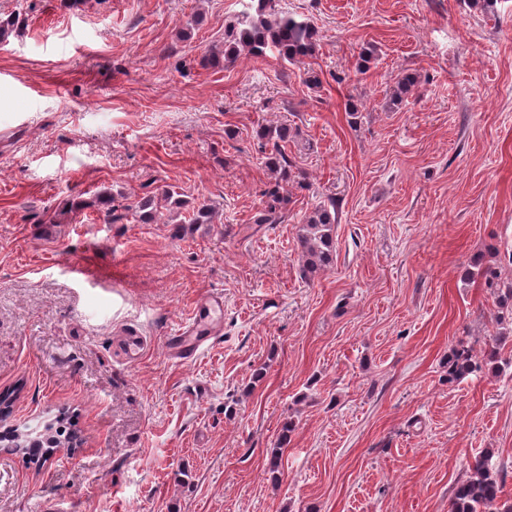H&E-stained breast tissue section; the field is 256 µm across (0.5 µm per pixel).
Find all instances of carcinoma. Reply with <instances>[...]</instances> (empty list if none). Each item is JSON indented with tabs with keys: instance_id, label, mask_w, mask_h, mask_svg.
I'll return each mask as SVG.
<instances>
[{
	"instance_id": "obj_1",
	"label": "carcinoma",
	"mask_w": 512,
	"mask_h": 512,
	"mask_svg": "<svg viewBox=\"0 0 512 512\" xmlns=\"http://www.w3.org/2000/svg\"><path fill=\"white\" fill-rule=\"evenodd\" d=\"M251 11L229 28L224 37V47H211L206 63L212 67L232 64L245 51L254 57H262L275 50L284 60L295 62L315 53L317 32L308 23L298 21L278 8L279 0H250ZM261 152L266 154V164L278 173V178L264 191L266 206L258 216V224H277L282 219L286 199L281 193V183L288 182L292 161L288 158L287 146L291 139L288 126L265 128L259 133ZM127 212L139 214V219L149 223L155 219L157 209L153 198L144 197L139 202L124 206ZM336 224V205H321L306 217L299 229L298 241L302 249L300 275L314 278L333 262V233ZM487 263L482 258L474 259L473 270L466 272L469 280L477 283L494 295L498 310L495 321L499 325L512 326V278L502 276V259ZM480 369L471 350L461 346L448 359V381L453 382ZM55 423L45 422L25 433L14 430L0 431L1 448H26L39 450L57 448L64 444ZM504 478L493 471L484 456L474 458L469 467V476L459 483L453 492L451 512H512V500H501Z\"/></svg>"
}]
</instances>
